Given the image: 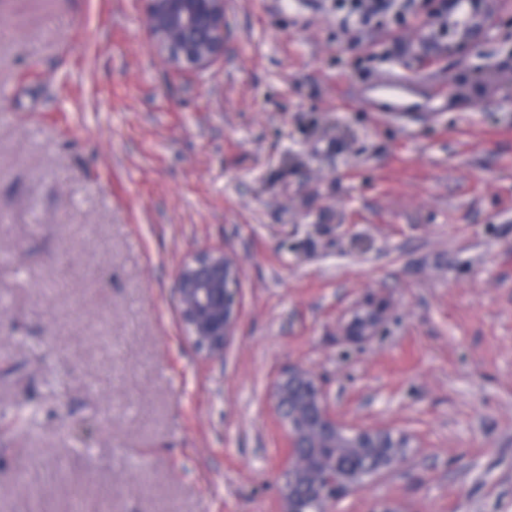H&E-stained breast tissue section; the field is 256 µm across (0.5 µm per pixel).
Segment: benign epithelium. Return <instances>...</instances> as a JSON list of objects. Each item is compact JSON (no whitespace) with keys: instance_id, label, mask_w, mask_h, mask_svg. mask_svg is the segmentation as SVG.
<instances>
[{"instance_id":"benign-epithelium-1","label":"benign epithelium","mask_w":512,"mask_h":512,"mask_svg":"<svg viewBox=\"0 0 512 512\" xmlns=\"http://www.w3.org/2000/svg\"><path fill=\"white\" fill-rule=\"evenodd\" d=\"M145 22L161 58L178 71H201L224 58L225 0H143ZM242 272L233 256L222 248H204L188 255L175 273L177 316L184 337L205 360L224 357L235 335L240 313ZM304 383L312 395L308 425H299L301 412L288 401V391ZM277 419L288 433V463L280 477L282 512H293L285 475L310 474L311 488L319 496V512H332L336 498L360 485L328 478L329 466L312 462L303 449L334 448L344 434L354 448H406L409 439L385 430L349 429L331 410L316 376L293 366L279 374L271 393Z\"/></svg>"}]
</instances>
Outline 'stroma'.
Returning <instances> with one entry per match:
<instances>
[{
    "instance_id": "obj_1",
    "label": "stroma",
    "mask_w": 512,
    "mask_h": 512,
    "mask_svg": "<svg viewBox=\"0 0 512 512\" xmlns=\"http://www.w3.org/2000/svg\"><path fill=\"white\" fill-rule=\"evenodd\" d=\"M437 6L357 46L333 0H229L180 73L141 0H0V512H279L291 365L411 438L335 512H512V0L444 39ZM399 75L417 110L372 112ZM215 246L241 317L206 363L174 274Z\"/></svg>"
}]
</instances>
